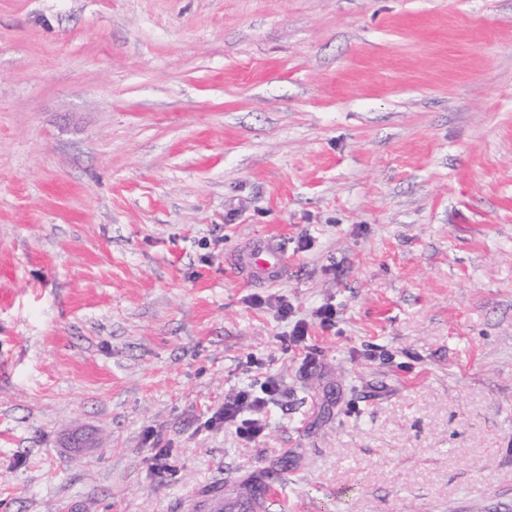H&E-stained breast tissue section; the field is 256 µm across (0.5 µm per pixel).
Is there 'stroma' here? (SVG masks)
I'll list each match as a JSON object with an SVG mask.
<instances>
[{
    "mask_svg": "<svg viewBox=\"0 0 512 512\" xmlns=\"http://www.w3.org/2000/svg\"><path fill=\"white\" fill-rule=\"evenodd\" d=\"M1 366L0 512H512V0H0ZM232 268L248 282L270 285L288 275V249L275 237H257L230 257ZM280 384L273 376H267L259 384V390L252 386L240 390L235 396L224 399L209 419V427L234 425L237 433L253 440L261 436L266 428V409L278 400ZM272 486L267 484L261 498L249 493L224 496V486L217 492L202 491L185 501L184 512H265L266 504L272 494Z\"/></svg>",
    "mask_w": 512,
    "mask_h": 512,
    "instance_id": "obj_1",
    "label": "stroma"
}]
</instances>
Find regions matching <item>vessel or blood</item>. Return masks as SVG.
I'll return each mask as SVG.
<instances>
[{"instance_id":"1","label":"vessel or blood","mask_w":512,"mask_h":512,"mask_svg":"<svg viewBox=\"0 0 512 512\" xmlns=\"http://www.w3.org/2000/svg\"><path fill=\"white\" fill-rule=\"evenodd\" d=\"M232 268L248 282L270 285L288 274V249L282 239L259 237L233 254ZM266 498L202 491L185 501L186 512H265Z\"/></svg>"}]
</instances>
